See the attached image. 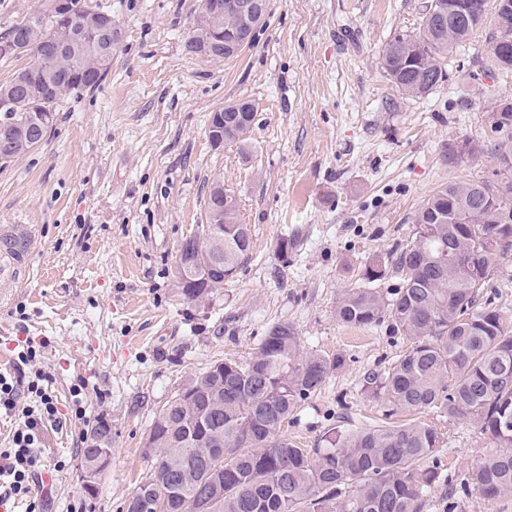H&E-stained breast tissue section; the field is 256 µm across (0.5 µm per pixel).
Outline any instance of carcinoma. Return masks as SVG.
Wrapping results in <instances>:
<instances>
[{"instance_id":"1","label":"carcinoma","mask_w":512,"mask_h":512,"mask_svg":"<svg viewBox=\"0 0 512 512\" xmlns=\"http://www.w3.org/2000/svg\"><path fill=\"white\" fill-rule=\"evenodd\" d=\"M86 0H41L40 6L0 34V62L27 56L31 63L0 84V164L39 147L54 126L57 101L100 84L112 64V14L86 10ZM428 0L415 35L384 49L380 65L403 95L425 97L449 79L446 59L467 43L487 17L488 0ZM494 32L486 70L512 72V0H494ZM210 41L195 26L191 53ZM255 105L224 106V139L241 141ZM494 180L450 182L420 206L414 239L395 250L391 264L365 263L364 277L399 287L346 290L336 305L343 324L389 322L409 342L387 368L364 376V393L381 403L383 419L356 426L347 417L315 448L282 436L297 401L320 392L343 358L299 357L300 341L288 322L273 325L245 361L217 360L194 376L154 418L146 441L151 465L132 496L147 512H422L439 479L425 461L442 447L425 412L468 418L496 451L460 479L463 493L495 499L512 492V322L484 293L512 250V101L492 99ZM208 223L189 236L190 257L177 263L181 295L199 300L224 286L249 258L252 236L238 221L229 192L224 208L209 193ZM224 228V263L210 264L206 241ZM111 445L101 423L84 441L82 462Z\"/></svg>"}]
</instances>
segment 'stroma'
<instances>
[{"instance_id":"stroma-1","label":"stroma","mask_w":512,"mask_h":512,"mask_svg":"<svg viewBox=\"0 0 512 512\" xmlns=\"http://www.w3.org/2000/svg\"><path fill=\"white\" fill-rule=\"evenodd\" d=\"M424 0H269L251 46L236 58L188 53L201 0H92L112 14V66L93 91L58 101L35 150L0 165V230L26 225L19 279L0 283V373L32 343L62 426L41 456L51 487L8 512H125L151 463L156 413L214 360L251 357L274 324L291 323L303 353L343 366L298 402L286 439L315 447L341 412L381 417L362 390L407 347L387 324L336 318L364 262L390 259L411 240L424 200L451 180H490L491 153L449 162V146L490 136L481 58L491 22L457 50L449 80L422 98L402 96L380 66L386 45L417 33ZM247 99L256 116L244 142L217 147L213 112ZM235 194L251 228L249 259L199 301L182 298L179 250L207 221L214 182ZM296 247L280 258L282 239ZM444 437L440 479L424 512H446L448 488L490 453L467 419L426 413ZM111 430V461L95 496L81 490L84 435Z\"/></svg>"}]
</instances>
